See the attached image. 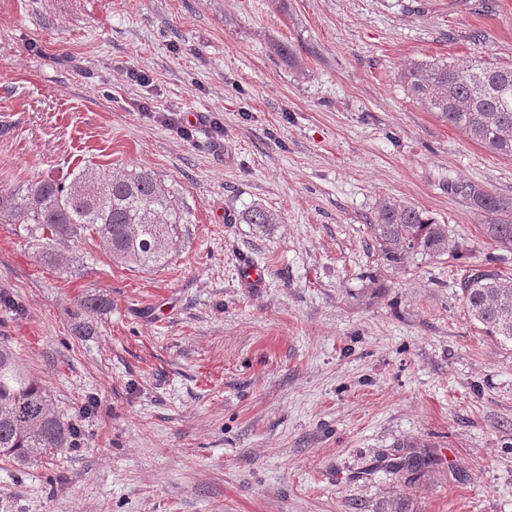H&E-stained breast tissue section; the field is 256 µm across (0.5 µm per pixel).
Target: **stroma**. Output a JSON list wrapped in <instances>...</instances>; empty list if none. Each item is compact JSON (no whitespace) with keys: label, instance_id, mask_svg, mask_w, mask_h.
Segmentation results:
<instances>
[{"label":"stroma","instance_id":"35a3bbf8","mask_svg":"<svg viewBox=\"0 0 512 512\" xmlns=\"http://www.w3.org/2000/svg\"><path fill=\"white\" fill-rule=\"evenodd\" d=\"M472 56L512 65V0H0V188L143 167L190 213L155 271L95 238L48 264L0 223V342L83 430L26 467L0 456V512H512V342L457 288L471 265L512 277L458 191L512 197V160L400 76ZM387 197L460 257L387 265ZM253 204L283 223H233ZM414 446L428 469L393 470Z\"/></svg>","mask_w":512,"mask_h":512}]
</instances>
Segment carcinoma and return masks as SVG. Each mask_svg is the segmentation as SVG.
I'll list each match as a JSON object with an SVG mask.
<instances>
[{"label":"carcinoma","instance_id":"1","mask_svg":"<svg viewBox=\"0 0 512 512\" xmlns=\"http://www.w3.org/2000/svg\"><path fill=\"white\" fill-rule=\"evenodd\" d=\"M402 79L411 96L448 125L490 152L512 158V67L475 57L461 62L418 60L405 66ZM464 193L478 209L497 215L484 225L486 235L512 250V199L469 187ZM236 221L264 226L281 224L283 217L255 205ZM0 223L33 224L49 231L42 257L54 265L67 262L62 246L97 237L118 262L154 269L168 263L185 214L174 189L151 170L112 174L85 166L25 187L0 189ZM373 226L378 251L392 264H402L415 253L439 256L458 250L448 225L408 202H380ZM459 288L486 333L512 340V277L475 265L466 269ZM78 436V425L60 417L44 389L1 344L0 455L24 466L41 455L76 447ZM430 461L427 451H412L395 467L419 471Z\"/></svg>","mask_w":512,"mask_h":512}]
</instances>
